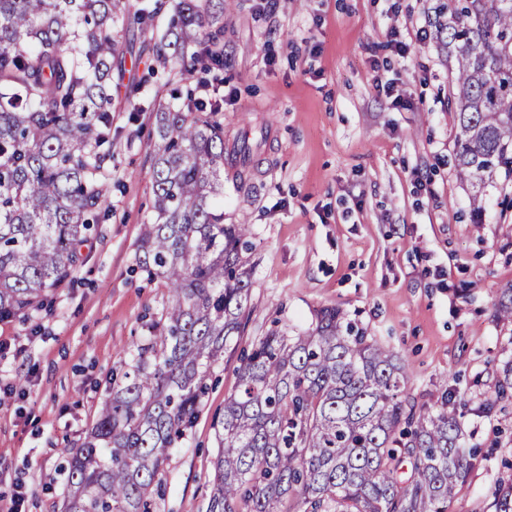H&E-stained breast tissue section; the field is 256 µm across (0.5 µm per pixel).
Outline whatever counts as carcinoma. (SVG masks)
I'll return each instance as SVG.
<instances>
[{"label": "carcinoma", "instance_id": "obj_1", "mask_svg": "<svg viewBox=\"0 0 512 512\" xmlns=\"http://www.w3.org/2000/svg\"><path fill=\"white\" fill-rule=\"evenodd\" d=\"M164 0H0V322L51 308L109 217L112 74ZM456 173L474 199L512 175V0H448ZM224 0H178L157 60L211 71ZM222 96L157 113L154 203L138 267L167 302L113 379L86 436L66 449L61 512H155L170 452L196 422L212 364L245 334L252 232L224 223ZM496 317L512 323V287ZM216 423L208 512H451L473 466L448 402H410L409 368L337 308L295 336L271 329L235 367ZM492 411L512 397V360ZM512 512V474L492 491Z\"/></svg>", "mask_w": 512, "mask_h": 512}]
</instances>
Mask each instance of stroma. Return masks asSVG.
I'll return each instance as SVG.
<instances>
[{"instance_id": "1", "label": "stroma", "mask_w": 512, "mask_h": 512, "mask_svg": "<svg viewBox=\"0 0 512 512\" xmlns=\"http://www.w3.org/2000/svg\"><path fill=\"white\" fill-rule=\"evenodd\" d=\"M443 0H226L215 48L224 57V144L259 142L243 188L224 183V221L248 224L254 243L251 343L271 327L297 334L317 311L339 308L406 359L407 396L447 397L479 456L452 512H492L491 491L512 461V399L492 414L512 326L495 317L512 286V179L497 176L481 217L454 169L456 66L448 56ZM175 0H166L112 84L111 216L96 228L88 262L53 293L39 328L0 322V512L17 484L23 512H59L65 449L80 444L125 371L129 348L167 299L136 265L153 202L156 111L174 89L205 73L157 62L151 47ZM409 42L408 57L386 46ZM395 82L404 106L372 86L374 69ZM237 355L209 371L202 411L165 467L158 512H206L217 452L213 423L237 387Z\"/></svg>"}]
</instances>
